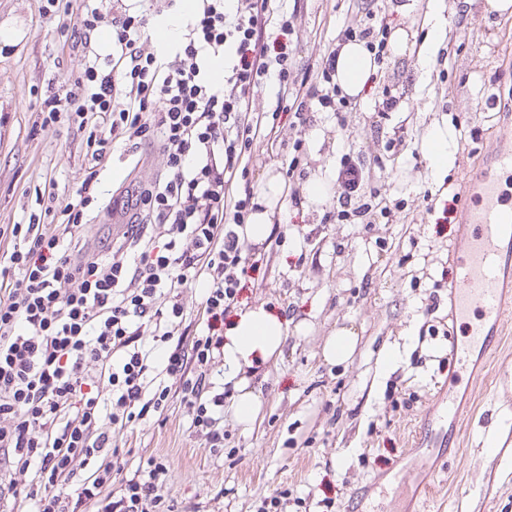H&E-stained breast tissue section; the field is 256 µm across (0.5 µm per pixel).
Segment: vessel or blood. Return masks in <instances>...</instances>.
Segmentation results:
<instances>
[{
	"instance_id": "vessel-or-blood-1",
	"label": "vessel or blood",
	"mask_w": 512,
	"mask_h": 512,
	"mask_svg": "<svg viewBox=\"0 0 512 512\" xmlns=\"http://www.w3.org/2000/svg\"><path fill=\"white\" fill-rule=\"evenodd\" d=\"M462 195L461 276L450 288L452 314L461 317L478 311L483 326L465 346L453 347L452 352L490 356L501 343L497 329L512 317V279L500 271L512 262V201L491 176L483 177L479 187L465 185Z\"/></svg>"
}]
</instances>
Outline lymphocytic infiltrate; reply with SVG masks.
<instances>
[{"label":"lymphocytic infiltrate","instance_id":"lymphocytic-infiltrate-1","mask_svg":"<svg viewBox=\"0 0 512 512\" xmlns=\"http://www.w3.org/2000/svg\"><path fill=\"white\" fill-rule=\"evenodd\" d=\"M198 2L171 58L143 47L145 16L114 17L112 64L85 67L84 99L53 95L43 103V125L66 116L87 129L90 165L74 199H60L47 183L53 223L0 225V467L31 476L0 484L11 512L27 505L32 512H165L158 484L167 467L154 458L109 494L125 467L112 433L163 411L176 380L194 426L208 429L213 444L224 441L215 429L224 400L203 401L204 369L224 348V314L247 272L238 230L258 205L253 194L238 198L230 188L269 130L252 113L253 97L276 80L278 102L295 117L297 152L314 109L346 123L351 101L334 80L336 52L316 75H295L287 44L273 52L264 39L268 25L283 35L293 27L272 0H237L232 14L225 0ZM389 34L380 18L345 26L337 42H364L381 64ZM229 43L235 59L222 85H213L202 63L223 56ZM120 140L157 145L163 172L136 191L120 235L100 239L96 251L69 247L96 219L100 171ZM336 186L341 219H365L380 196L347 155ZM197 282L206 290V330L187 346L176 340L187 319L178 297ZM147 336L169 346L162 368L142 344Z\"/></svg>","mask_w":512,"mask_h":512}]
</instances>
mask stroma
<instances>
[{
	"label": "stroma",
	"instance_id": "obj_1",
	"mask_svg": "<svg viewBox=\"0 0 512 512\" xmlns=\"http://www.w3.org/2000/svg\"><path fill=\"white\" fill-rule=\"evenodd\" d=\"M486 2L442 0L446 25L430 59L419 62L415 50L390 54L364 100L352 102L346 130L329 113H314L295 186L324 179L325 200L281 197L277 236L257 251L243 245L257 266L240 306L262 303L288 321L282 356L248 379L262 398L254 426L238 423L224 361L215 359L208 392L225 395L223 447L192 425L172 386L162 414L117 433L127 455L113 486L154 457L168 468L162 493L174 512H261L273 497L281 512H512V427L504 425L512 416V323L497 356L465 365L450 356L451 343L470 332L449 316L448 287L460 275L449 257L461 231L452 196L486 169L512 98V15L488 12ZM282 8L295 17L288 52L299 73L316 71L343 23L363 24L370 12L404 30L415 49L429 39L428 0H283ZM84 55L66 44L47 0H0V225L40 213L36 192L47 179L60 196L72 194L88 164L87 133L77 123L41 125L49 95L82 96ZM388 94L400 105L379 114ZM253 107L276 124L275 139L252 150L254 192L285 176L295 132L274 86L259 89ZM436 125L447 126L451 140L440 181L422 150ZM400 132L404 150L393 146ZM346 155L399 204L393 220L375 216L366 230L325 222ZM161 169L151 148L118 143L101 173L104 194ZM341 327L354 329L358 348L348 363L331 365L322 348ZM389 351L396 361L387 369L381 359ZM448 391L461 408L455 419L438 402ZM429 479L439 485L430 501L419 492Z\"/></svg>",
	"mask_w": 512,
	"mask_h": 512
}]
</instances>
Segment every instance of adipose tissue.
I'll list each match as a JSON object with an SVG mask.
<instances>
[{
    "label": "adipose tissue",
    "mask_w": 512,
    "mask_h": 512,
    "mask_svg": "<svg viewBox=\"0 0 512 512\" xmlns=\"http://www.w3.org/2000/svg\"><path fill=\"white\" fill-rule=\"evenodd\" d=\"M377 65L363 43H345L337 57L335 80L344 93L362 97L370 86V77ZM282 193L276 179L267 180L260 188L259 211L250 217L244 228L246 238L255 244L264 243L271 231L270 215ZM287 337V321L265 306H253L236 312L224 332V366L229 378L237 379L239 395L235 415L239 423L252 425L259 412L260 396L249 390L244 373H257L259 368L281 355Z\"/></svg>",
    "instance_id": "1"
}]
</instances>
